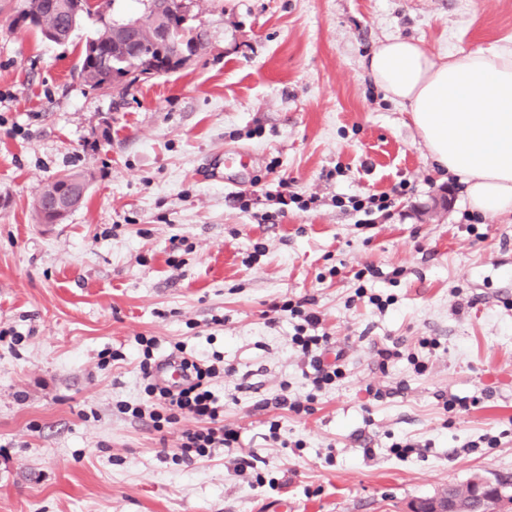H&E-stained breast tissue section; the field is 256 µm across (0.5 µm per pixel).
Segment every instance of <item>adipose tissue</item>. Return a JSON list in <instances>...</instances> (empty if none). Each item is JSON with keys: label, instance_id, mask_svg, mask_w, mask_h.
<instances>
[{"label": "adipose tissue", "instance_id": "adipose-tissue-1", "mask_svg": "<svg viewBox=\"0 0 512 512\" xmlns=\"http://www.w3.org/2000/svg\"><path fill=\"white\" fill-rule=\"evenodd\" d=\"M363 65L392 100L409 104L431 160L463 176L472 211L512 212V54L443 59L392 38Z\"/></svg>", "mask_w": 512, "mask_h": 512}]
</instances>
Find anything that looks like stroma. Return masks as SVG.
Instances as JSON below:
<instances>
[{"instance_id":"35a3bbf8","label":"stroma","mask_w":512,"mask_h":512,"mask_svg":"<svg viewBox=\"0 0 512 512\" xmlns=\"http://www.w3.org/2000/svg\"><path fill=\"white\" fill-rule=\"evenodd\" d=\"M27 3L0 0V328L17 334L0 341V512H408L477 474L512 481V214L471 211L361 65L393 37L512 52V0H192L203 49L124 90L77 76L98 17L55 44L19 23ZM226 148L244 153L237 189L204 176ZM81 170L83 206L35 223L43 184ZM282 180L314 204L259 223ZM402 182L387 217L335 203ZM302 299L343 354L316 395L271 309ZM141 336L223 357L213 389L239 448L182 461L191 419L157 431L119 412L147 399ZM310 394L309 414L270 405Z\"/></svg>"}]
</instances>
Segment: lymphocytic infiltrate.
Returning a JSON list of instances; mask_svg holds the SVG:
<instances>
[{
    "label": "lymphocytic infiltrate",
    "mask_w": 512,
    "mask_h": 512,
    "mask_svg": "<svg viewBox=\"0 0 512 512\" xmlns=\"http://www.w3.org/2000/svg\"><path fill=\"white\" fill-rule=\"evenodd\" d=\"M283 310L298 318L295 333L291 338L294 346L300 349L309 370L307 379L313 391H323L339 379L343 371L338 363L325 361L324 355L330 349V338L321 333V315L306 310L304 302H284ZM143 357L138 368L145 382V391L151 397L149 406H135L129 413L133 419L150 421L153 428L162 423H175L190 417L198 425L182 431L180 437V457L190 460L210 456L212 451L238 447V434L224 424V407L211 390V382L219 377L220 355L208 356L202 353H187L183 343H175L173 355L178 358L184 371L185 381L177 388L160 386L154 378L156 364L153 350L157 345L155 337H141Z\"/></svg>",
    "instance_id": "f902f5d3"
}]
</instances>
